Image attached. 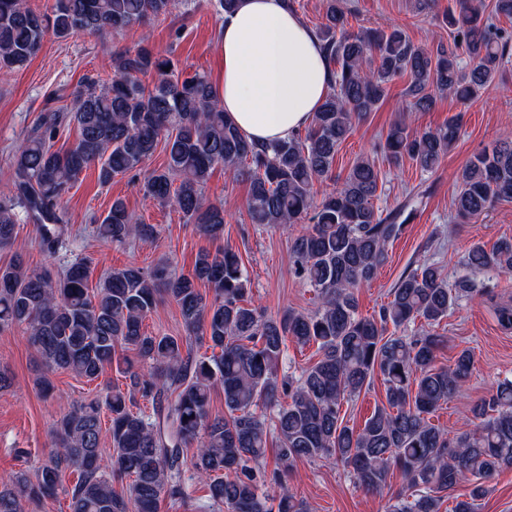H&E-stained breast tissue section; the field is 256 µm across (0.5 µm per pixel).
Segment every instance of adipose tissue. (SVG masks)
<instances>
[{
	"label": "adipose tissue",
	"mask_w": 512,
	"mask_h": 512,
	"mask_svg": "<svg viewBox=\"0 0 512 512\" xmlns=\"http://www.w3.org/2000/svg\"><path fill=\"white\" fill-rule=\"evenodd\" d=\"M226 116L249 140L291 139L311 122L327 92L320 40L285 0H240L221 26Z\"/></svg>",
	"instance_id": "1"
}]
</instances>
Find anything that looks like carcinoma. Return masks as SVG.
<instances>
[{"label": "carcinoma", "instance_id": "1", "mask_svg": "<svg viewBox=\"0 0 512 512\" xmlns=\"http://www.w3.org/2000/svg\"><path fill=\"white\" fill-rule=\"evenodd\" d=\"M342 0H325V21L316 35L326 52V98L305 134L275 144L248 141L224 115L211 82L184 77L173 61L147 47L112 57V82L88 78L73 92L69 111L48 109L10 156L11 183L0 192V250L14 248L18 211L37 224L38 244L54 253L69 229L58 203L79 174L98 166L108 184L142 169L158 147L163 166L148 172L146 192L175 205L187 223L217 239L224 235V209L208 204L204 188L218 167L247 176L252 223L311 224L290 245L295 278L315 292L309 312L287 309L276 316L245 303L248 271L226 247L200 251L191 272L167 265L113 270L93 296L82 260L58 277L30 271L20 254L0 269V331L20 327L41 366L37 384L49 389L47 373L66 371L87 381L114 366L130 390L107 385L105 405L74 402L51 430L53 448L29 476L17 471L0 480V512H24L23 502L69 498V512H160L163 497L184 494L181 476L190 466L219 512H305L288 485L303 459L345 467L366 491L380 492L390 470L400 471L402 492L386 512H475L487 482L512 466V380L468 409L472 429L450 437L429 415L464 390L473 369L467 349L453 364H437L444 337L441 322L473 291L460 278L448 284L441 267L423 263L404 273L392 299L376 316L359 312L358 289L387 259V248L404 229L401 213L374 206L379 171L361 156L342 185L316 199L314 183L331 177L336 154L355 121L377 109L391 83L406 76L407 111L429 112L437 100H465L487 87L512 57V37L483 18L472 0H456L448 12V45L425 50L400 28L350 33ZM175 0H54L50 11L26 0H0V69L19 70L49 34L103 35L151 18L167 17ZM472 60L464 69L462 55ZM73 125L75 144L52 150L61 129ZM454 120L425 130L396 121L384 149L424 171L437 168L460 137ZM496 204H512V138L475 154L453 199L457 216L478 218ZM104 241L149 239L154 227L140 224L117 198L94 229ZM465 262L474 271L512 275V240L491 251L472 248ZM213 290L207 300L201 287ZM165 298L176 303L185 335L152 334L145 321ZM419 323L415 336L404 334ZM393 331H388V328ZM293 341L317 347L318 360L297 377L278 378L279 360ZM209 356L198 354L203 345ZM130 350L135 359L118 357ZM380 379L385 404L355 429L344 422V404ZM224 413L212 410L216 389ZM152 405L147 414L137 398ZM276 409L268 425L262 408ZM110 417L112 450L101 448L102 411ZM275 437V467L265 458ZM195 447L187 456L189 447ZM77 473L71 485L66 473ZM468 486V498L457 488Z\"/></svg>", "mask_w": 512, "mask_h": 512}]
</instances>
